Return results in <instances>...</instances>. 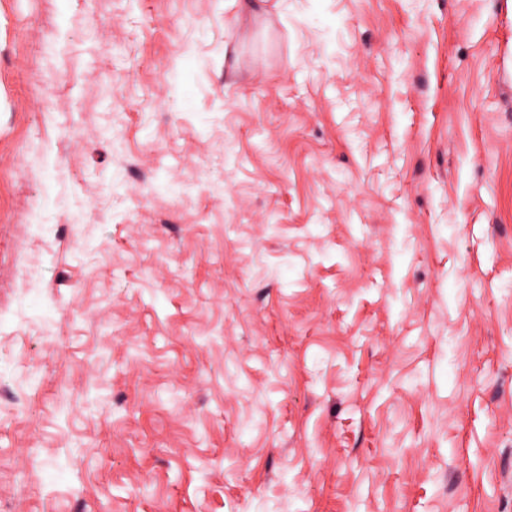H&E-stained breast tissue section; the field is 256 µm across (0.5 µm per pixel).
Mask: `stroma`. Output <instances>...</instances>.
Returning <instances> with one entry per match:
<instances>
[{
    "label": "stroma",
    "mask_w": 512,
    "mask_h": 512,
    "mask_svg": "<svg viewBox=\"0 0 512 512\" xmlns=\"http://www.w3.org/2000/svg\"><path fill=\"white\" fill-rule=\"evenodd\" d=\"M0 512H512V0H0Z\"/></svg>",
    "instance_id": "stroma-1"
}]
</instances>
